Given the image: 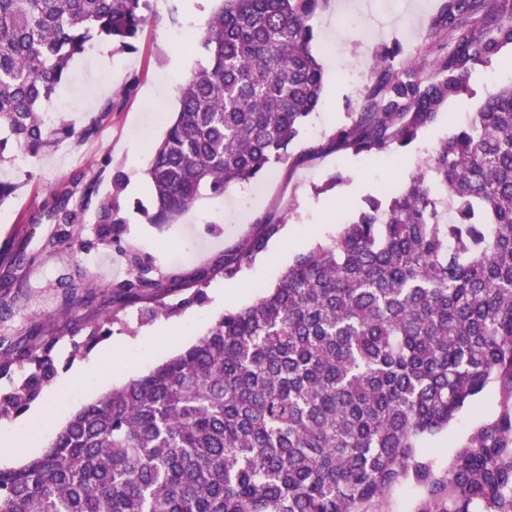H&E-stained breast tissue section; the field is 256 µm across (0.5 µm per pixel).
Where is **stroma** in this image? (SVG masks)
<instances>
[{
    "label": "stroma",
    "instance_id": "35a3bbf8",
    "mask_svg": "<svg viewBox=\"0 0 512 512\" xmlns=\"http://www.w3.org/2000/svg\"><path fill=\"white\" fill-rule=\"evenodd\" d=\"M338 2L328 0L313 20L312 48L324 68V89L319 109L288 148L290 162L272 167L249 188L235 185L220 197L203 193L176 224L148 223L142 212L150 203L144 170L179 108L180 84L202 59L197 49L171 34L190 23L204 24L217 7L215 0H152V19L134 51L106 53L97 44L73 61L58 95L71 107L57 117L72 125L77 137L8 168L7 178L17 189L0 204V336L48 355L55 368L54 378L26 408L30 414L42 412L41 422L23 438L18 455H0V468H16L40 456L76 409L194 344L224 310L255 302L296 255L335 237L340 219L353 217L365 198L399 193L458 126L459 114L479 109L491 88L483 68L469 77L470 96L449 100L438 122L386 159L376 162L335 148L333 129L359 110L373 81L378 47H399L394 67H429L431 50L440 44L431 22L442 4L355 0L353 10L344 13ZM347 17L352 26L340 28ZM106 157L111 160L107 167L102 164ZM117 170L128 178L121 247L96 244L94 210L81 207L78 199L70 201L75 223L48 220L47 208L76 176L95 178L104 193ZM262 216L283 221L280 237L239 277L225 279L218 262L235 251ZM70 234L88 241V248L75 252L63 245ZM133 251L150 256L153 277L165 279L163 300L171 315L149 318L145 300L117 303L114 287L127 278ZM31 253L37 260L30 264L24 257ZM68 281L88 288L87 303L67 304ZM199 288L203 300L191 301ZM105 318L110 321L107 334L90 340L91 325ZM102 358L113 361V370L69 385L74 372ZM491 407L490 393L476 397L447 431L428 438L431 456L444 460L453 439Z\"/></svg>",
    "mask_w": 512,
    "mask_h": 512
}]
</instances>
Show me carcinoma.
<instances>
[{"label": "carcinoma", "mask_w": 512, "mask_h": 512, "mask_svg": "<svg viewBox=\"0 0 512 512\" xmlns=\"http://www.w3.org/2000/svg\"><path fill=\"white\" fill-rule=\"evenodd\" d=\"M325 0H221L197 34L204 61L144 176L152 224H175L201 191L221 196L290 159L321 101L312 50ZM151 0H0V165L36 158L74 128L44 123L71 62L97 42L135 50ZM448 52L433 76L376 53L360 111L332 141L375 159L412 143L469 75L512 45V0H444L432 22ZM125 176L96 183L97 240L120 244ZM70 196L51 215L75 218ZM258 231L218 265L233 279L277 237ZM133 258L118 299L167 315L166 283ZM33 363L0 418L35 400L55 371ZM492 388L497 408L438 464L422 439ZM415 512H512V82L488 91L387 199L369 197L326 243L295 257L259 301L228 309L195 344L78 409L47 450L0 468V512H379L396 485Z\"/></svg>", "instance_id": "cac0c4a2"}]
</instances>
